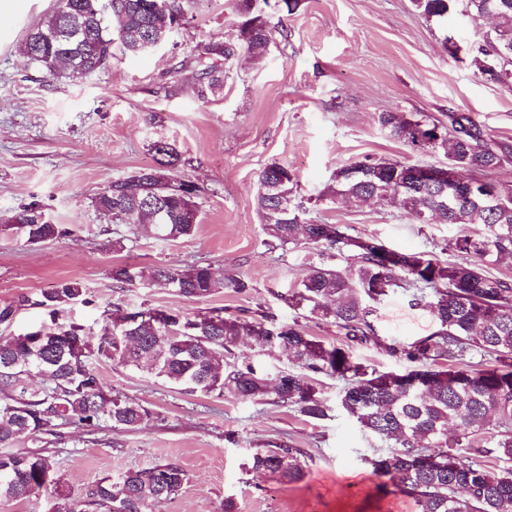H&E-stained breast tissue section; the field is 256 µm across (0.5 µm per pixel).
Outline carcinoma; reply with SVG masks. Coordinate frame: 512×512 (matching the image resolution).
<instances>
[{"instance_id":"1","label":"carcinoma","mask_w":512,"mask_h":512,"mask_svg":"<svg viewBox=\"0 0 512 512\" xmlns=\"http://www.w3.org/2000/svg\"><path fill=\"white\" fill-rule=\"evenodd\" d=\"M96 0H57L51 14L33 26L22 52L47 74L58 72L57 60L73 55L93 74L112 59V46L127 52L158 34L182 13L178 0H168L165 13L154 0H112V12L97 15ZM453 0H412L425 19H443ZM476 17L498 21L493 36L473 50L472 63L486 77L506 70L497 83L512 86V0H466ZM245 17L240 36L243 47L258 60L274 35L257 0H238ZM83 29L78 39L69 32ZM40 31H56L52 43L36 41ZM450 124L426 115L407 117L381 112L382 130L419 152H441L448 166L483 175L496 170L512 156V143L485 136L469 117L452 114ZM159 168L181 162L176 147L163 140L150 144ZM426 164L365 158L336 168L332 184L321 199L352 204L372 201L413 216L421 224L477 226L478 233L460 235L447 243L453 250L473 255L478 262H443L431 251L398 252L373 238L348 235L341 224H328L310 216L303 206L280 210L282 199L293 196L295 183L285 177L288 167L271 163L257 179L256 211L270 238L284 247L305 241L336 250L345 265L320 262L311 266L291 291L279 299L303 317L331 319L346 335L380 342L368 320L369 303H379L401 289L414 309L427 311L436 330L398 347L418 368L406 373L368 372L348 351L310 336L301 325L270 324L246 317L226 318L219 313L194 317L170 310L147 308L109 317L98 340L76 325L52 324L15 336L0 337V447L16 437L35 439L53 429L78 424L90 431L112 424L133 430L156 418L141 402L104 389L99 373L90 366L95 355L183 387L184 390L222 397L295 406L312 419L326 416L327 407L315 382L306 374L283 369L270 371L244 356L241 364L223 365L243 336L260 350H274L288 364L314 373L336 376L345 385L338 405L375 438L387 452L374 462V474L385 478L402 494L414 498L417 512H512V284L490 276L485 266L503 255L512 256V184L485 177L500 200L488 209L466 187L450 191L440 183L423 180L413 171ZM139 181L137 195L128 184ZM99 211L112 213V223L135 219L160 240L191 236L197 226L186 212L187 201L163 190L158 182L136 179V174L112 180L92 200ZM38 204L18 212L3 229L15 231L31 244L66 237L70 229L45 219ZM118 283L149 286L162 283L178 294L205 299L224 289L243 292L248 284L240 277L216 276L209 267L193 265L137 269L112 268ZM86 288L76 279L63 280L41 294L36 305L55 317L62 309L85 301ZM30 299L20 295L0 306V324ZM476 352L494 355L503 368L463 371L456 362ZM496 417L498 427L488 419ZM479 448L503 465L488 469L468 456L448 451ZM251 468L277 476L282 483L297 482L305 470L304 454L282 441L257 448ZM186 480L175 462L149 469H130L105 478L89 488L81 500L54 498L53 512H146L149 503L178 493ZM56 484L55 463L41 450L0 455V502L23 498L37 489Z\"/></svg>"}]
</instances>
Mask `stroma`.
<instances>
[{
  "mask_svg": "<svg viewBox=\"0 0 512 512\" xmlns=\"http://www.w3.org/2000/svg\"><path fill=\"white\" fill-rule=\"evenodd\" d=\"M55 4L19 0L0 28V220L36 202L49 221L68 225L72 234L32 244L0 231V305L21 294L32 300L0 324V336L47 323V311L37 305L42 292L76 278L86 299L68 306L60 320L82 325L90 336H100L118 307L188 317L266 311L275 323L298 320L310 336L348 346L368 369H410L388 345L428 335L435 323L409 306L407 293L376 304V346L348 342L331 321L300 319L277 300L320 255L304 242L266 245L256 182L267 164L287 165L297 179L295 202L315 207L323 221L401 252L433 251L441 260L462 261L446 247L462 227L422 224L374 204L319 206L315 200L336 167L367 156L444 163L443 154L411 150L381 130V112L442 121L456 112L489 138L512 142V86L487 80L471 57L493 20H474L465 0H457L441 25L421 18L411 0H299L290 12L272 2L265 17L275 36L264 57L244 55L228 69L210 48L239 43L236 0H180L181 25L157 49L132 55L113 48L107 68L73 79L49 76L21 52L27 31ZM448 40L456 54L446 50ZM214 67L225 75L212 87L206 74ZM156 140L174 143L181 154L171 177L199 188L200 222L192 237L161 241L141 231L130 240L126 225L92 205L113 179L155 167L150 145ZM120 237L125 243L119 248L114 241ZM126 264L208 265L216 275L241 277L248 288L205 299L158 284L123 288L110 271ZM94 365L113 392L148 406L156 418L135 430L71 425L47 436L42 449L55 458L58 495L80 497L104 478L172 460L187 480L148 512H222L228 497L239 512H414L410 497L382 487L375 476L373 462L386 445L338 406L341 379L315 375L327 415L314 420L293 406L186 393L106 359ZM280 440L306 454L298 482L280 483L249 467L252 449Z\"/></svg>",
  "mask_w": 512,
  "mask_h": 512,
  "instance_id": "stroma-1",
  "label": "stroma"
}]
</instances>
